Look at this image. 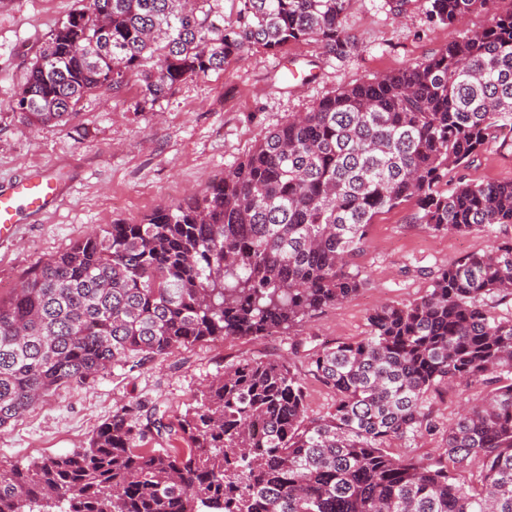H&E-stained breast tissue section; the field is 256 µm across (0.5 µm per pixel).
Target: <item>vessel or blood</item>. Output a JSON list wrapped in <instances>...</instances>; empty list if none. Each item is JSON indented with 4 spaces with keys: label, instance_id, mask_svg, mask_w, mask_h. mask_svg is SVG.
<instances>
[{
    "label": "vessel or blood",
    "instance_id": "vessel-or-blood-1",
    "mask_svg": "<svg viewBox=\"0 0 512 512\" xmlns=\"http://www.w3.org/2000/svg\"><path fill=\"white\" fill-rule=\"evenodd\" d=\"M62 184L44 167H35L0 183V245L11 242L30 218L57 208Z\"/></svg>",
    "mask_w": 512,
    "mask_h": 512
}]
</instances>
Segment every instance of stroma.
Here are the masks:
<instances>
[{
	"label": "stroma",
	"mask_w": 512,
	"mask_h": 512,
	"mask_svg": "<svg viewBox=\"0 0 512 512\" xmlns=\"http://www.w3.org/2000/svg\"><path fill=\"white\" fill-rule=\"evenodd\" d=\"M88 0H0V182L32 166L55 168L64 184L62 204L20 225L0 248V297L8 298L32 268L86 234L115 221L141 222L223 176L268 131L289 115L310 110L341 85L382 76L422 61L454 31L429 22L422 0H411L403 18L385 0H354L343 24L355 37V54L339 61L318 43L302 42L278 55L252 49L222 71L194 77L150 102L138 78L121 92L93 93L67 125L27 126L12 108L32 62L50 33ZM309 75L306 85L282 78L288 66ZM512 180V149L492 145L449 180ZM406 204L382 213L355 264L367 284L290 332L254 340H215L140 365L111 366L83 385H66L0 430V468L64 454L88 445L113 411L140 405L142 415L176 420L226 364L241 358L288 354L302 342L295 365L302 374L309 414L323 415L334 392L307 371L314 349L364 336L367 316L381 302L407 303L430 287L431 275L458 257L481 252L491 241L512 238L511 225L484 232L438 234L415 222Z\"/></svg>",
	"instance_id": "stroma-1"
}]
</instances>
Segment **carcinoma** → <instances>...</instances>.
I'll return each instance as SVG.
<instances>
[{"mask_svg": "<svg viewBox=\"0 0 512 512\" xmlns=\"http://www.w3.org/2000/svg\"><path fill=\"white\" fill-rule=\"evenodd\" d=\"M90 0L49 35L13 108L67 124L83 96L137 76L151 102L258 46L313 39L338 60L353 0ZM427 0L455 27L431 57L348 84L270 131L201 195L118 221L29 271L0 300V429L110 365L216 339L284 333L354 296L375 218L404 203L436 233L512 224V181L448 171L512 148V8ZM512 241L439 269L427 293L368 316L366 336L309 354L336 395L307 414L291 361L239 359L174 422L124 408L85 448L0 469V512H512ZM479 391L434 457L395 440L440 429L434 387ZM168 448H147L149 436ZM478 462L477 479L466 476Z\"/></svg>", "mask_w": 512, "mask_h": 512, "instance_id": "carcinoma-1", "label": "carcinoma"}]
</instances>
